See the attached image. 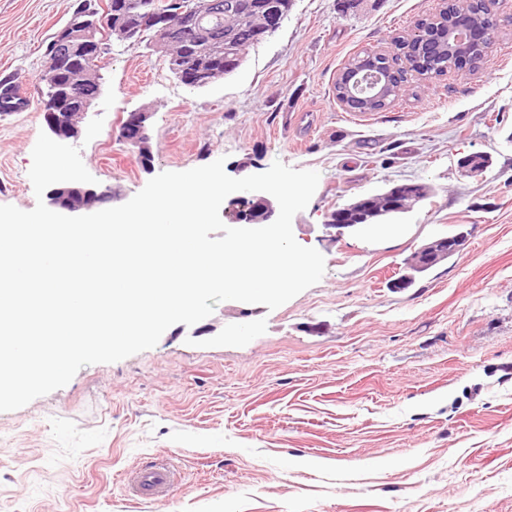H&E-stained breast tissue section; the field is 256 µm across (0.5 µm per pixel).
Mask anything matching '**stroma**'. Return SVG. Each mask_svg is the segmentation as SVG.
I'll return each instance as SVG.
<instances>
[{
  "instance_id": "stroma-1",
  "label": "stroma",
  "mask_w": 512,
  "mask_h": 512,
  "mask_svg": "<svg viewBox=\"0 0 512 512\" xmlns=\"http://www.w3.org/2000/svg\"><path fill=\"white\" fill-rule=\"evenodd\" d=\"M77 0H0V75L35 96L46 43ZM442 0H295L233 74L192 89L162 52L113 42L101 93L72 144L112 206L163 172L224 159L242 178L274 161L314 170L292 221L325 258L322 279L277 309L219 303L149 350L82 367L0 412V512H512V0L474 67L406 71L379 112L341 103L353 57L395 54ZM152 114L142 167L119 138ZM42 113L0 120V205H36L28 172ZM489 157L461 176L460 160ZM411 181L434 193L377 229L327 228L355 198ZM464 250L394 287L421 244ZM180 478L160 501L127 479L156 462Z\"/></svg>"
}]
</instances>
